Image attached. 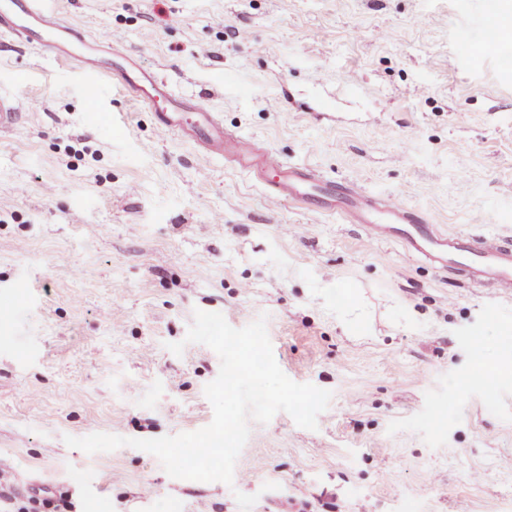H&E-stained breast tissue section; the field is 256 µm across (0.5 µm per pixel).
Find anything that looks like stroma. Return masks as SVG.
Wrapping results in <instances>:
<instances>
[{
	"label": "stroma",
	"instance_id": "obj_1",
	"mask_svg": "<svg viewBox=\"0 0 512 512\" xmlns=\"http://www.w3.org/2000/svg\"><path fill=\"white\" fill-rule=\"evenodd\" d=\"M228 133L395 194L451 233L512 238V0H50ZM0 458L73 512H512V296L368 243L162 131L116 83L0 36ZM294 233H284V226ZM259 316L317 430L251 422L232 484L170 477L128 446L207 426L220 369L195 310ZM481 342L484 360L472 357ZM273 490H265V483ZM21 100L0 95V130L13 128L21 112Z\"/></svg>",
	"mask_w": 512,
	"mask_h": 512
}]
</instances>
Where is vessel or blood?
<instances>
[{"mask_svg":"<svg viewBox=\"0 0 512 512\" xmlns=\"http://www.w3.org/2000/svg\"><path fill=\"white\" fill-rule=\"evenodd\" d=\"M45 0H0V32L56 60L76 63L94 80L117 79L155 106L160 128L232 157L240 171L260 179L272 200L292 198L306 208L362 225L368 241L397 243L412 259L500 291L512 290V243L473 233H448L396 196L376 197L354 181L336 182L291 165L243 135L227 138L207 103L183 98L155 73L117 51L114 38L99 37L48 11ZM21 101L0 95V130L15 126Z\"/></svg>","mask_w":512,"mask_h":512,"instance_id":"obj_1","label":"vessel or blood"}]
</instances>
